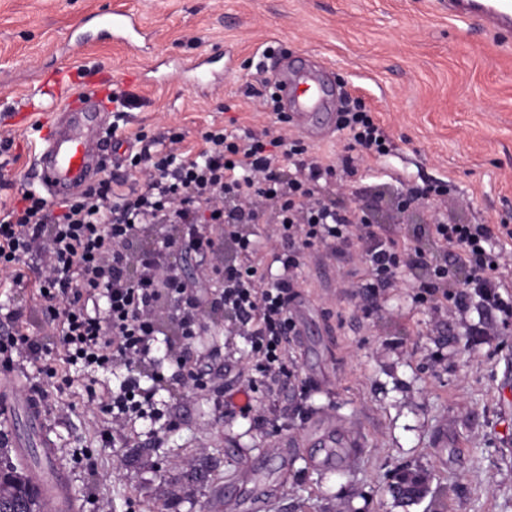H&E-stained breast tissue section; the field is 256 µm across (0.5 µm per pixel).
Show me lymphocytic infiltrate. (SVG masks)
Masks as SVG:
<instances>
[{
  "label": "lymphocytic infiltrate",
  "instance_id": "1",
  "mask_svg": "<svg viewBox=\"0 0 512 512\" xmlns=\"http://www.w3.org/2000/svg\"><path fill=\"white\" fill-rule=\"evenodd\" d=\"M337 129L347 144L336 164L321 161L300 138L281 132L212 128L202 132V148L192 151L184 146V134L169 135L153 150L138 131L130 136L141 149L125 157L126 176L107 169L79 196L51 200L34 191L13 206H0V271L13 287L35 289L43 319L58 338L51 344L35 336L26 306L13 304L0 316V368L10 369L17 354L29 359L46 380L35 392L48 402L70 384L59 376L57 361L94 372L123 363L126 376L101 399L112 424L111 432L101 435L106 446L123 422L160 418L152 393L140 383V366L150 360L160 333L156 312L174 303L177 326L187 339L203 317L170 255L192 252L204 258L227 245L236 258L219 267L221 290L212 305L233 318L236 332L250 344L256 364L243 386H262L271 396L291 375L294 271L318 249L342 257L353 242L365 243L366 288L394 287L401 267L425 265L428 276L414 294L420 305L461 312L477 297L488 308L512 311L507 300L512 257L493 249L489 225H430L429 234L451 257L431 266L421 251L383 238L365 212L336 208L327 199L331 185L360 174L366 157L389 152L382 127L360 98L345 97ZM228 198L241 202V210L225 209ZM268 204L275 233L285 244L274 256L281 272L271 282L260 273L255 245L241 230ZM150 224H175L179 233L130 260V240ZM204 224L223 226L224 232L217 238L203 235ZM36 256L43 263L34 268L30 262Z\"/></svg>",
  "mask_w": 512,
  "mask_h": 512
}]
</instances>
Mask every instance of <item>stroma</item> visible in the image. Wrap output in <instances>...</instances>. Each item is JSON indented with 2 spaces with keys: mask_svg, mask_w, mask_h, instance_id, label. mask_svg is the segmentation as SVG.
<instances>
[{
  "mask_svg": "<svg viewBox=\"0 0 512 512\" xmlns=\"http://www.w3.org/2000/svg\"><path fill=\"white\" fill-rule=\"evenodd\" d=\"M133 11L137 46L80 38L101 11ZM225 57L220 95L192 89L182 70L214 46ZM324 63L322 76L362 98L395 148L367 160L362 181L332 199L370 212L403 185L444 180L438 219L499 225L512 217V34L448 14V0H0V131L19 160L0 202L37 187L40 128L53 125L72 92L118 89L137 103L130 132L170 131L198 144L229 121L273 127L254 64L266 47ZM360 247L344 259L326 249L298 270L292 308L296 374L277 396L251 395L253 412L223 415L224 387L253 360L243 337L205 320L188 349L213 374L212 387L160 392L172 424L162 443L138 421L113 447L91 393L118 378L65 365L71 386L50 406V438L68 467L80 512H250L246 478L274 488L264 512H512V328L487 335L479 300L450 314L414 302L422 269L367 292ZM291 448L290 457L276 456ZM210 458L211 478L184 483V465ZM423 467L430 492L402 507L389 492L395 470Z\"/></svg>",
  "mask_w": 512,
  "mask_h": 512,
  "instance_id": "35a3bbf8",
  "label": "stroma"
}]
</instances>
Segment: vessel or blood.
<instances>
[{"mask_svg": "<svg viewBox=\"0 0 512 512\" xmlns=\"http://www.w3.org/2000/svg\"><path fill=\"white\" fill-rule=\"evenodd\" d=\"M450 10L461 19L482 21L506 32L512 30V0H451ZM271 77L282 92L291 122L302 129L311 113L324 107L334 95L331 84L310 75L289 78L284 67L273 71ZM109 119L108 108L90 94L76 93L74 100L65 105L61 119L43 134L35 162L37 180L49 197L81 192L99 178L103 158L115 163L122 159L124 148H113L111 140L104 136ZM24 387L18 374H0V422L11 428L21 418L37 432L36 444L43 463L30 466L29 480L43 491L53 512H77L66 469L54 443L44 433L48 410Z\"/></svg>", "mask_w": 512, "mask_h": 512, "instance_id": "b4317fda", "label": "vessel or blood"}]
</instances>
